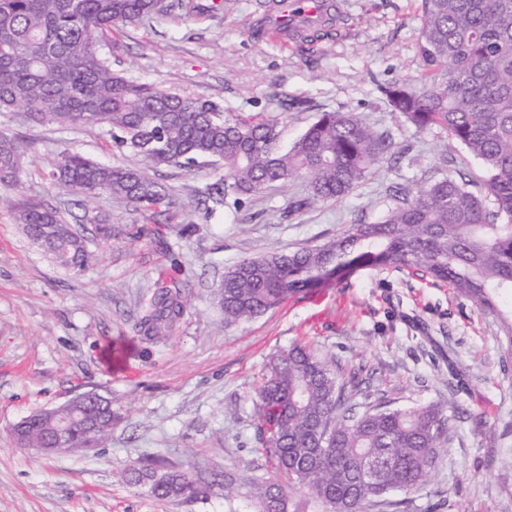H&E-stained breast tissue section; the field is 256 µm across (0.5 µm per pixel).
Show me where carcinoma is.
Instances as JSON below:
<instances>
[{"label": "carcinoma", "instance_id": "obj_1", "mask_svg": "<svg viewBox=\"0 0 512 512\" xmlns=\"http://www.w3.org/2000/svg\"><path fill=\"white\" fill-rule=\"evenodd\" d=\"M419 52L424 83L382 89L392 111L418 131L438 127L447 145L479 162L495 210L468 189V174L430 179L416 191L397 187L382 218L355 219L335 239L293 253L244 259L224 273L218 303L227 326L259 317L300 293H314L367 269H414L492 310L512 291V0H422ZM157 0H0V111L35 122L107 126L116 146L153 166L218 165L224 178L207 188L213 211L272 184L304 177L308 193L288 217L319 200L348 195L371 168L396 164L386 130L357 112H323L287 151L276 120L226 114L217 103L127 79L112 70L101 44L116 24H135L176 7ZM22 152L0 134V184L17 180ZM52 177L92 198L107 193L144 208L169 203L165 185L146 171L107 166L64 153ZM18 219L29 238L62 267L89 262L82 236L56 211L26 204ZM181 291L162 289L140 320L157 341L184 312ZM360 390L341 366L296 343L265 366L252 399L260 462L246 472L187 473L147 458L127 475L161 500L204 503L224 489L233 512H367L390 492L430 481L450 418L429 404L406 410L349 405ZM69 447H101L112 433L108 406L56 407L19 432L25 448L55 446L58 426L79 414Z\"/></svg>", "mask_w": 512, "mask_h": 512}]
</instances>
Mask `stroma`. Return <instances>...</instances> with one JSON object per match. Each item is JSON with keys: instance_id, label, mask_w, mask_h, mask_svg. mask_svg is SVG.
Masks as SVG:
<instances>
[{"instance_id": "stroma-1", "label": "stroma", "mask_w": 512, "mask_h": 512, "mask_svg": "<svg viewBox=\"0 0 512 512\" xmlns=\"http://www.w3.org/2000/svg\"><path fill=\"white\" fill-rule=\"evenodd\" d=\"M207 13L172 11L115 29L102 52L126 77L278 119L290 146L321 112H358L389 130L400 164L376 166L346 197L282 220L308 183L298 178L206 213L207 165L160 166L172 203L146 211L107 194L88 206L49 172L63 151L104 165L142 167L106 129L28 122L0 112V133L24 152L20 180L0 185V512H227L223 492L205 503L160 500L128 484L147 457L184 471L240 470L256 460L253 388L264 364L295 343L346 369L369 370L360 409L438 405L450 418L435 475L388 495L369 512H512V359L501 346L512 294L485 311L447 285L394 268L358 272L300 294L261 317L228 326L217 295L224 273L270 250L292 252L339 235L354 217L374 222L388 189H415L455 171L479 180V163L441 130L416 131L391 111L383 86L420 84L421 0H337L333 38L314 48L256 30L259 0H199ZM54 209L84 236L90 261L74 272L33 242L19 204ZM109 218L101 240L89 216ZM192 235H182L185 225ZM182 288L186 311L159 342L136 324L153 293ZM112 396L105 447L46 456L17 445L14 426L81 392Z\"/></svg>"}]
</instances>
